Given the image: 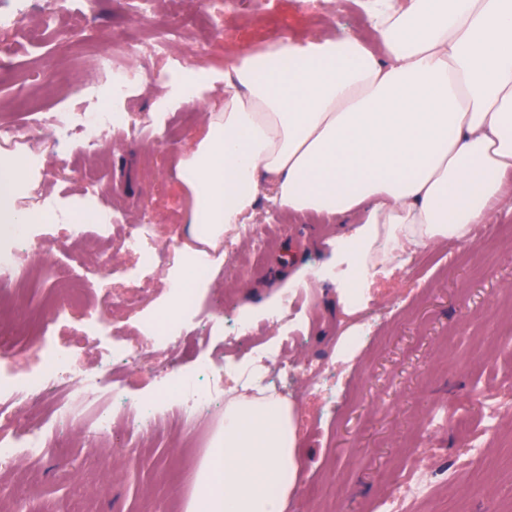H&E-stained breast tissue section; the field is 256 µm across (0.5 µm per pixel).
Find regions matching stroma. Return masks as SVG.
I'll return each mask as SVG.
<instances>
[{"label": "stroma", "instance_id": "35a3bbf8", "mask_svg": "<svg viewBox=\"0 0 512 512\" xmlns=\"http://www.w3.org/2000/svg\"><path fill=\"white\" fill-rule=\"evenodd\" d=\"M150 17L146 33L161 31L172 41L169 57L136 60L142 72H159L122 104L135 117L153 118L166 137L147 144L141 138L112 133L102 145L103 159L93 162L59 142L45 129L30 126L26 104L35 100L51 115L82 112L86 104L67 93L82 83L96 59L117 42L136 9L134 0H97L92 11L63 10L46 17L31 6L18 31H0V124L29 125L28 148L43 154V175L31 201L56 197L68 210L85 205V174L104 167L99 206L136 220L152 213L158 240L178 248L188 238L185 216L189 195L176 176L172 154L200 127L203 112L224 99V69L240 48L263 47L287 34L303 41L318 31L362 32L366 17L352 0H242L224 7V22L213 25L207 0H164ZM205 69L210 78L194 99L163 105L175 79L172 59ZM252 238L240 243L241 270L224 268L216 255L209 282L195 294L196 307L185 319L188 347L161 353L145 347L141 368L115 364L130 400L156 395L173 376L191 375L200 361L211 370L231 363L247 371L250 340L224 347L233 331L229 318L253 312L264 325L270 349L300 329L297 365L314 360L326 367L323 389H306L303 376L288 386L301 450L299 489L286 512H374L388 487L397 486L405 470L420 462L432 480L431 494L415 512H503L512 504V198L478 226L469 240L448 241L395 253L391 278H378L362 311L375 330L348 360L337 358V345L350 325L334 285L309 281L301 290L297 312L288 328L266 325L264 309L280 305L288 281L301 270L319 269L332 254L331 241L342 232L323 218L288 216L259 194L249 219ZM49 246L57 262L58 281L26 289V307L45 311L46 300L75 289L83 300L80 312L59 317L51 334L72 344L89 362L109 357L113 346L144 340V322L167 308L170 294L166 268H156L147 288L123 277L136 258L111 249H72L69 222L47 226ZM272 237V251L259 256L255 238ZM111 260L117 274L103 277L102 263ZM109 318L112 335L98 332L100 318ZM493 414L495 428L480 434L485 455L469 457L454 420H477ZM201 445L179 447L184 430L174 410H167L148 436L147 452L123 444L124 423L112 432L111 447L88 436L87 423L75 419L83 436H59L48 452L15 472L0 468V496L10 495L13 482L30 484L22 512H74L76 492L94 497L92 512H167L170 499L187 503L193 484L184 472V455L200 463L211 438L221 431L224 405L216 403L202 416Z\"/></svg>", "mask_w": 512, "mask_h": 512}]
</instances>
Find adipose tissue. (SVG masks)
Wrapping results in <instances>:
<instances>
[{"instance_id":"ef3b65f1","label":"adipose tissue","mask_w":512,"mask_h":512,"mask_svg":"<svg viewBox=\"0 0 512 512\" xmlns=\"http://www.w3.org/2000/svg\"><path fill=\"white\" fill-rule=\"evenodd\" d=\"M361 7L372 40L281 35L225 69L223 103L178 152L190 240L169 288L236 236L263 189L280 210L345 225L335 241L342 280L364 288L379 249L461 241L490 220L512 173V0ZM30 166L0 154V224L19 231L48 219L15 206ZM212 448L187 512H283L300 473L289 408L229 399Z\"/></svg>"}]
</instances>
